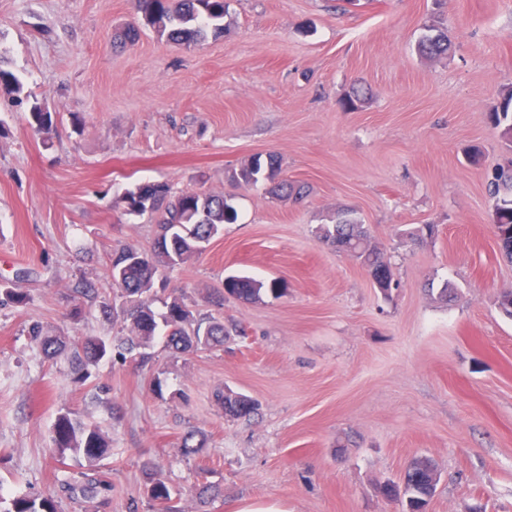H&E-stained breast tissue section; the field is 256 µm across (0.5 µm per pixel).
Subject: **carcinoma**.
<instances>
[{"mask_svg":"<svg viewBox=\"0 0 512 512\" xmlns=\"http://www.w3.org/2000/svg\"><path fill=\"white\" fill-rule=\"evenodd\" d=\"M136 8L142 23H131L119 36V43L136 40L141 27H150L160 37L169 40L195 43L205 39L208 33L218 35L224 31V0H136ZM451 40L448 31L436 29V33L419 41V50L427 56L448 53ZM24 86L11 71L0 67V93L21 99ZM30 102L29 124L37 132L53 127L56 118L37 99ZM488 119L498 129L500 138L512 149V94L502 98ZM281 165L278 157L269 154L255 156L231 176L239 186L268 185V192L280 197L299 201L307 196L304 186H294L280 178ZM487 189L494 202L493 227L500 255L512 263V159L497 166L486 178ZM127 216L157 218V231L150 249L121 246L113 249L100 273L82 274L69 285L73 302L70 317L76 322L85 319L95 310L108 322L123 323V334L110 339L87 335L78 343H71L60 333L40 322L32 323L28 336L33 350L43 360L66 362L76 380L90 376L89 369L112 354L129 359L145 368L151 362L148 352L159 336L165 340L170 355L177 359L201 350L224 346L229 331L224 320L215 316L197 315V302L184 294L160 295L155 288L162 271L186 264L203 254V250L191 245L172 246L171 229L188 225L199 238L211 241L220 235L224 225L237 220V211L224 194L181 192L175 194L166 182H145L126 190L121 198ZM319 242L339 253L360 261L373 285L384 295H389L395 282L392 265L371 245L370 233L363 224L342 216L334 224H322L316 230ZM281 294L278 283H264L249 276H231L226 289L208 288L203 299L221 309L224 296L253 301L262 292ZM162 304L163 311L155 304ZM215 403L231 419L247 418L257 411V405L249 396L231 389L218 390L213 394ZM52 446L60 463L72 454L84 459L87 470L79 477L61 483L68 498L75 503H92L100 495L112 490V485L97 476L100 462L112 448V437L99 426L85 423L77 412L67 406L60 408ZM205 447V438L199 431L190 430L181 436L182 455L190 458ZM143 494L148 506L161 502L167 512H181L178 499L167 483L155 473L152 463L142 464ZM440 474L433 461L426 457L415 458L407 467L402 484L394 482L380 486L381 494L390 501L401 504L403 512H427L434 497ZM0 512H59L54 496L24 495L9 501L0 496Z\"/></svg>","mask_w":512,"mask_h":512,"instance_id":"cac0c4a2","label":"carcinoma"}]
</instances>
